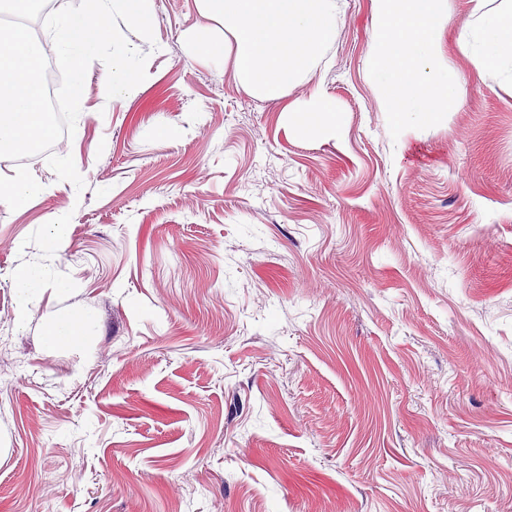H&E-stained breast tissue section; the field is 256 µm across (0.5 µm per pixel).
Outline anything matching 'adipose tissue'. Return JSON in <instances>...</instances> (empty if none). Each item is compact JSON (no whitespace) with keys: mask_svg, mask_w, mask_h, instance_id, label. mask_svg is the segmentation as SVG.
<instances>
[{"mask_svg":"<svg viewBox=\"0 0 512 512\" xmlns=\"http://www.w3.org/2000/svg\"><path fill=\"white\" fill-rule=\"evenodd\" d=\"M199 12L230 32L236 65L259 87L278 89L309 63L336 25L335 0H198ZM446 0H374L377 33L370 76L390 90L389 111L411 124L447 111L463 78L439 60L438 22ZM478 60L512 57V14L483 11Z\"/></svg>","mask_w":512,"mask_h":512,"instance_id":"adipose-tissue-1","label":"adipose tissue"}]
</instances>
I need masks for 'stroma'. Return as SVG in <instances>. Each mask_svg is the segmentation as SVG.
Returning a JSON list of instances; mask_svg holds the SVG:
<instances>
[{
  "label": "stroma",
  "instance_id": "1",
  "mask_svg": "<svg viewBox=\"0 0 512 512\" xmlns=\"http://www.w3.org/2000/svg\"><path fill=\"white\" fill-rule=\"evenodd\" d=\"M452 110L412 125L370 78L372 0L274 95L155 0L132 98L87 70L64 154L0 205V316L41 263L0 384V512H512V66L447 0ZM334 119L299 134L312 89ZM68 282L56 289L57 280ZM93 333L53 346L55 321ZM288 112L303 110L321 119L336 116V103L327 98L319 89L314 90L302 104L287 108ZM46 191V186L34 179L6 183L0 181V203H7L17 210H25ZM14 287L19 298V319L25 318L29 313L31 303L44 290V278L41 265L29 264L22 274L16 279Z\"/></svg>",
  "mask_w": 512,
  "mask_h": 512
}]
</instances>
